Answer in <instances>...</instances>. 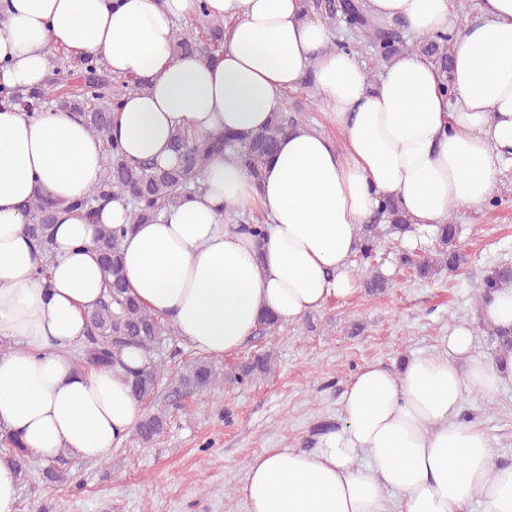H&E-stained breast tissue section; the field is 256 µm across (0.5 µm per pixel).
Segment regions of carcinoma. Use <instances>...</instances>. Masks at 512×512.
I'll use <instances>...</instances> for the list:
<instances>
[{
	"mask_svg": "<svg viewBox=\"0 0 512 512\" xmlns=\"http://www.w3.org/2000/svg\"><path fill=\"white\" fill-rule=\"evenodd\" d=\"M200 7L199 19L205 22L211 40L208 51H203L200 42L183 30L175 33L174 50L180 55L196 53L212 58L222 47L224 20L209 17L206 3H201ZM308 7L328 25L336 21V14H342L347 24L371 45L384 62L403 53H419L437 67L443 89H448V70L451 66L448 34L436 33L410 44L397 32L372 25L363 0H312ZM80 63L84 83L76 91L60 98V106L83 118L89 130L105 143L106 167L99 186L88 196L67 203L66 209L69 211L89 212L96 205L126 196L132 201L131 223L147 224L158 210L177 205L190 187L198 185L201 171L212 153L227 146L235 147L244 167L258 182L280 138L303 125L300 114L285 109L274 113L264 128L250 133L197 137L178 129L171 139V148L179 158L176 166L163 168L151 161H129L112 143L110 128L114 114L120 110L122 98L129 92L143 89L144 84L133 78L102 72L100 60L94 55L82 56ZM65 70L66 63L58 62L48 87L27 93L0 84V109L17 107L29 114L42 111V104L47 97L55 94V87ZM59 210L58 202L42 198L31 201L27 206L26 230L41 253L50 251L51 230L56 224ZM411 229L412 224L400 205L393 199L386 200L374 220L361 225V257L365 260L373 257L374 247L381 236H403ZM121 239L120 230L104 224L99 226L95 247L107 285V299L100 302L89 318L86 341L78 348L77 361L106 366L112 363L116 349L127 346L142 348L149 355L150 363L132 375L130 385L133 394L143 402L152 398L163 381L178 396L202 395L218 387L223 377L206 359L191 361L175 372L168 371L162 362L155 360L157 349L175 335V331L171 325L149 313L136 297L127 292ZM435 242L433 252L422 257L405 255L402 263L415 268L419 277L425 279L434 277L444 269L453 271L462 264L464 256L457 246V228L453 222L439 225ZM365 275V287L372 293L381 294L390 287L389 278L373 265L366 269ZM504 288H512V263L509 262H502L488 272L473 294L475 304L481 305L493 293ZM482 329L495 344L497 360L508 362L512 357V329L485 323ZM273 368L271 353H257L233 374V380L237 383L252 382L271 373ZM166 425L164 413H149L136 427L135 434L139 442L149 444L164 432ZM6 438L8 444L0 449V461L11 465L23 481L30 471L29 453L15 437L8 434ZM67 463V455H59L42 469V479L49 484L73 480L74 475L64 469Z\"/></svg>",
	"mask_w": 512,
	"mask_h": 512,
	"instance_id": "obj_1",
	"label": "carcinoma"
}]
</instances>
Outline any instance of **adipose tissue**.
<instances>
[{
    "mask_svg": "<svg viewBox=\"0 0 512 512\" xmlns=\"http://www.w3.org/2000/svg\"><path fill=\"white\" fill-rule=\"evenodd\" d=\"M201 0H11L0 25V82L43 87L48 48L100 56L112 74L143 79L125 96L111 139L130 160L174 166L173 133L263 128L288 92L312 79L336 138L305 127L283 137L261 183L232 148L209 157L195 191L121 241L130 292L178 339L212 357L240 350L262 312L297 324L358 291L359 231L382 201L397 200L414 230L431 235L453 212L480 207L512 167V0H481L458 20L453 0H366L377 26L400 20L419 36L456 30L450 92L425 57L385 64L370 88L354 53L334 47L302 0H203L232 18L224 49L205 60L173 52L175 22ZM103 142L73 113L0 111V432L30 454L106 458L144 415L127 377L147 366L138 348L111 367L77 366L102 295L99 225L129 223V206L63 216L47 274L32 250L25 206L88 195L104 174ZM260 213L263 243L225 223ZM503 371L486 362L467 324L448 350L415 356L403 372L362 367L340 402L341 423L312 451L266 448L236 494L248 512H512V465L462 420L467 395L494 396Z\"/></svg>",
    "mask_w": 512,
    "mask_h": 512,
    "instance_id": "adipose-tissue-1",
    "label": "adipose tissue"
}]
</instances>
